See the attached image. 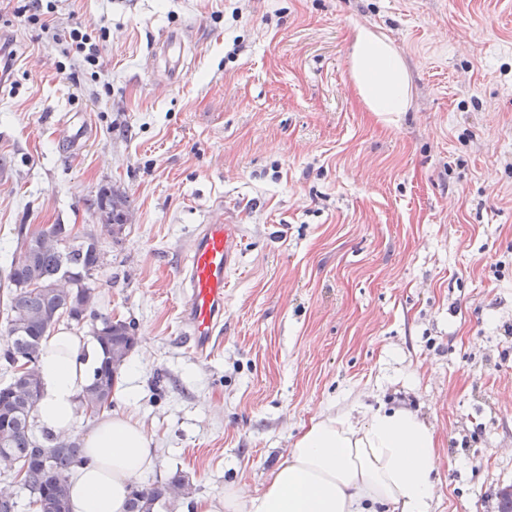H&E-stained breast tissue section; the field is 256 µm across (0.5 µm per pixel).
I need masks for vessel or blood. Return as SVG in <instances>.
<instances>
[{
	"mask_svg": "<svg viewBox=\"0 0 512 512\" xmlns=\"http://www.w3.org/2000/svg\"><path fill=\"white\" fill-rule=\"evenodd\" d=\"M245 227L220 220L201 225L179 272L185 296L181 318L199 355H209L224 323V290L241 263Z\"/></svg>",
	"mask_w": 512,
	"mask_h": 512,
	"instance_id": "1",
	"label": "vessel or blood"
}]
</instances>
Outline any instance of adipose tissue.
Masks as SVG:
<instances>
[{"instance_id": "adipose-tissue-1", "label": "adipose tissue", "mask_w": 512, "mask_h": 512, "mask_svg": "<svg viewBox=\"0 0 512 512\" xmlns=\"http://www.w3.org/2000/svg\"><path fill=\"white\" fill-rule=\"evenodd\" d=\"M349 78L365 111L410 108L407 66L391 41L357 26ZM96 355L67 329L51 336L40 358L39 427L63 439L72 432L79 398ZM86 464L71 482L74 512H125L128 495L156 458L152 437L126 415L101 416L84 439ZM437 455L431 428L406 407L363 416L321 413L251 497L239 488L196 512H431Z\"/></svg>"}]
</instances>
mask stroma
<instances>
[{
	"instance_id": "1",
	"label": "stroma",
	"mask_w": 512,
	"mask_h": 512,
	"mask_svg": "<svg viewBox=\"0 0 512 512\" xmlns=\"http://www.w3.org/2000/svg\"><path fill=\"white\" fill-rule=\"evenodd\" d=\"M0 0V337L19 226L95 231L99 313L138 343L113 410L154 440L142 484L264 487L312 418L403 404L435 432L432 512H497L512 484V0H61L100 76ZM409 72L403 115L363 111L356 25ZM184 37L182 63L152 47ZM78 115L92 138L68 150ZM123 193L122 234L88 208ZM244 225L224 330L199 356L178 278L199 225ZM63 53L70 56L78 67L91 70V76L98 74L100 70V47L96 37L83 32L79 26L72 27L64 35ZM97 69V70H95Z\"/></svg>"
}]
</instances>
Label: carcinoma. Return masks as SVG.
<instances>
[{"instance_id": "cac0c4a2", "label": "carcinoma", "mask_w": 512, "mask_h": 512, "mask_svg": "<svg viewBox=\"0 0 512 512\" xmlns=\"http://www.w3.org/2000/svg\"><path fill=\"white\" fill-rule=\"evenodd\" d=\"M41 233L55 239L56 244L35 251L30 260L17 259V252L27 243L21 238L12 252L8 279L13 285L7 313V333L11 345L4 353L9 367L20 361L35 368L31 387L6 396L11 385L23 381L21 374L12 372L10 381L0 386V461L7 460L22 473L21 490L28 493L21 503L18 492L0 486V512H72L70 506V476L73 470L87 462L81 443L58 440L49 432L36 436L35 414L42 398L43 386L39 362L43 342L61 321L62 313L77 323L89 317L94 326L95 341L101 358L94 369L93 379L80 397L105 399V409L112 408V393L121 367L137 344L134 326L96 311L92 272L102 264V253L91 243L93 235L81 237L72 233L67 224H51ZM192 486L181 475L155 480L133 487L126 512H168L169 506L191 494Z\"/></svg>"}]
</instances>
